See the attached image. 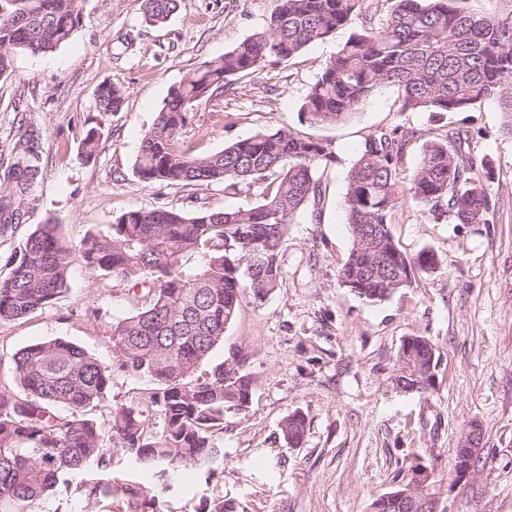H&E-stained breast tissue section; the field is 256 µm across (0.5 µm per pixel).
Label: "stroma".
Here are the masks:
<instances>
[{"label": "stroma", "mask_w": 512, "mask_h": 512, "mask_svg": "<svg viewBox=\"0 0 512 512\" xmlns=\"http://www.w3.org/2000/svg\"><path fill=\"white\" fill-rule=\"evenodd\" d=\"M274 0H181L161 27L143 23V0H84L70 41L55 52L13 56L0 78V173L13 163L20 123L42 138L43 176L33 186L11 250L36 225H56L68 244L106 231L120 214L173 206L187 211L250 207L254 187L231 195L223 185L149 186L133 172L139 145L170 89L204 62L260 31ZM342 28L287 61L236 77L219 105H203L183 140L195 155L219 152L259 130L289 129L328 144V172L319 221L291 225L281 250L283 284L266 297L243 288L241 306L201 374L229 362L254 380L247 409L224 412L218 442L221 481L183 473L171 490V512H202L223 497L237 512H372L373 502L406 482L412 465L434 471L439 512H512V133L496 101L467 112L399 111L393 88H380L351 119L312 126L300 112L321 65L346 42ZM122 87L93 159L81 140L97 114L101 83ZM411 134L404 172L423 145L456 130L491 170L486 224L434 220L414 203L390 226L407 255L437 254V269L380 303L345 288L339 270L352 246L343 197L346 175L365 137L377 128ZM132 308L126 285L109 282L74 261L69 288L51 305L0 325V385L13 386L11 357L56 337L102 359L112 356L113 321ZM410 336L429 339L438 365L427 392L397 388L398 350ZM307 418L292 448L281 423ZM480 425L483 451L472 475L453 483L456 448Z\"/></svg>", "instance_id": "35a3bbf8"}]
</instances>
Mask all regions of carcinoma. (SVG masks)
<instances>
[{"label":"carcinoma","mask_w":512,"mask_h":512,"mask_svg":"<svg viewBox=\"0 0 512 512\" xmlns=\"http://www.w3.org/2000/svg\"><path fill=\"white\" fill-rule=\"evenodd\" d=\"M83 0H0V78L11 74L17 51L49 54L77 27ZM508 12L484 16L464 0H275L266 26L219 58L205 62L171 88L134 164L148 184H224L236 194L263 185L250 208L189 212L160 206L125 212L104 232L75 249L53 224H39L4 258L0 323L22 319L68 288L75 257L86 268L132 289L133 309L112 322V359L53 338L12 355L16 389L0 390V512H46L59 490L75 488L81 512H167L170 475L191 469L210 483L223 474L224 410L248 406L254 380L223 363L197 375L240 306L242 281L259 299L282 286L280 253L289 226L319 216L324 176L335 160L323 143L288 129L259 131L211 155L181 146L202 104L219 101L234 77L285 61L340 27L354 31L320 69L300 108L312 125L351 118L377 88L398 92L400 112H467L497 100L512 117V0ZM178 0H144V21L163 24ZM126 91L108 83L96 91L98 115L82 140L95 156L109 117L122 111ZM410 138L399 129L370 133L347 173L344 210L353 244L339 271L356 278L357 296L381 302L397 291L386 257L399 256L415 275L434 269L436 255L402 252L390 231L395 208L409 201L450 224H486L490 203L484 179L490 162L464 150L450 131L427 141L415 169L402 173ZM18 159L0 182V237L13 230L21 203L42 177L39 132L29 127L15 143ZM398 359L413 373L396 384L415 387L412 374L437 366L432 344L404 341ZM116 372L146 378L154 387L147 408L120 404L100 424L91 416ZM307 419L288 415L281 431L297 447ZM124 455L141 481L121 478L114 455ZM403 484L400 490H405ZM398 490V491H400ZM398 491L376 499L373 512H409Z\"/></svg>","instance_id":"obj_1"}]
</instances>
